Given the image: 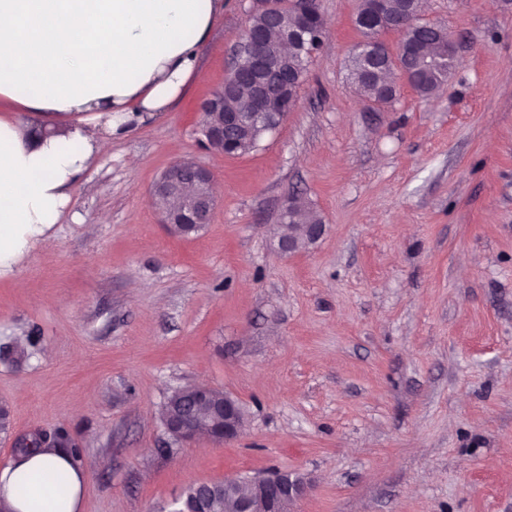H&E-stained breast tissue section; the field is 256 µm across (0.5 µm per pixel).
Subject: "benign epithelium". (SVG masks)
<instances>
[{"label": "benign epithelium", "mask_w": 512, "mask_h": 512, "mask_svg": "<svg viewBox=\"0 0 512 512\" xmlns=\"http://www.w3.org/2000/svg\"><path fill=\"white\" fill-rule=\"evenodd\" d=\"M317 6L316 0H298L290 20L281 26L277 44L250 34L239 36L233 46L226 78L236 81L248 71L258 74L249 112L262 120L272 134L297 106V100L288 96V75L283 73L282 65L288 60V48L297 50L304 45L305 36L313 24L312 9ZM198 109L202 112V146L225 153V136L240 126V113L224 111V86L216 88ZM150 197L162 223L178 236L184 234L187 224L203 229L211 222L217 204L211 171L192 158L180 159L169 165L153 184ZM323 228L322 224H299L297 231L280 234L279 248L284 253H291L304 244H312L322 236ZM242 419L240 404L226 394L224 416L216 418L204 432L194 416L188 415L177 439L190 441L204 432L217 443L230 442L240 435ZM250 487L251 495L243 504L242 512H253L254 503L261 505L265 512H284L285 505L307 493L308 483L300 476L273 473L252 478Z\"/></svg>", "instance_id": "7a95c632"}]
</instances>
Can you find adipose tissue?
<instances>
[{"label": "adipose tissue", "mask_w": 512, "mask_h": 512, "mask_svg": "<svg viewBox=\"0 0 512 512\" xmlns=\"http://www.w3.org/2000/svg\"><path fill=\"white\" fill-rule=\"evenodd\" d=\"M224 0H0V276L51 245L71 208L68 188L145 117L192 82ZM32 113L21 126L18 113ZM90 463L47 448L0 466V498L15 512L60 502L80 512ZM69 473L68 493L47 481Z\"/></svg>", "instance_id": "obj_1"}]
</instances>
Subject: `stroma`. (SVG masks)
<instances>
[{"instance_id": "stroma-1", "label": "stroma", "mask_w": 512, "mask_h": 512, "mask_svg": "<svg viewBox=\"0 0 512 512\" xmlns=\"http://www.w3.org/2000/svg\"><path fill=\"white\" fill-rule=\"evenodd\" d=\"M328 37L298 104L253 152L199 138L252 0H224L209 80L136 124L69 188L53 228L0 277V465L15 437L66 430L96 461L81 512H165L202 481L296 472L288 512H512V0H425L458 64L374 110L348 75L360 0H319ZM212 169L217 208L173 235L149 196L178 158ZM320 215L281 252V206ZM206 384L241 404L234 441L172 444L159 410ZM297 232L288 231V235L281 233L279 248L284 253L295 252L301 245L316 242L323 234L324 224L319 214L304 201L296 211L293 218Z\"/></svg>"}]
</instances>
